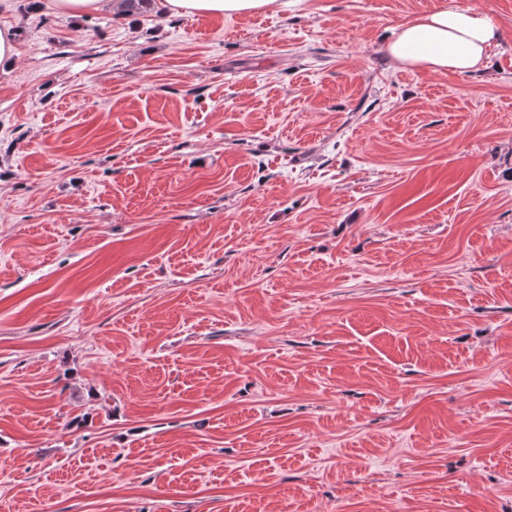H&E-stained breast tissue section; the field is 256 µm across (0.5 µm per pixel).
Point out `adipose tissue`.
<instances>
[{"mask_svg":"<svg viewBox=\"0 0 512 512\" xmlns=\"http://www.w3.org/2000/svg\"><path fill=\"white\" fill-rule=\"evenodd\" d=\"M281 0H160L172 15L231 16L279 7ZM497 28L485 13L443 6L423 12L384 38L392 60L405 69L466 73L486 66Z\"/></svg>","mask_w":512,"mask_h":512,"instance_id":"obj_1","label":"adipose tissue"}]
</instances>
